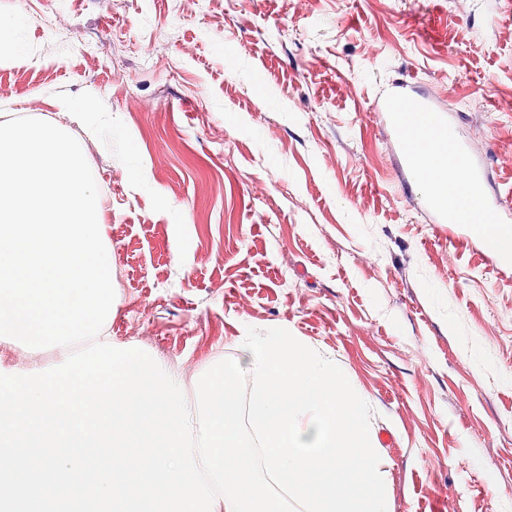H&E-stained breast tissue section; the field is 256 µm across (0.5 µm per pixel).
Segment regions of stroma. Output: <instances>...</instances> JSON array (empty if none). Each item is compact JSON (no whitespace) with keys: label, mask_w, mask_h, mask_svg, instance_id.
<instances>
[{"label":"stroma","mask_w":512,"mask_h":512,"mask_svg":"<svg viewBox=\"0 0 512 512\" xmlns=\"http://www.w3.org/2000/svg\"><path fill=\"white\" fill-rule=\"evenodd\" d=\"M62 7L94 56L38 27ZM1 15L33 60L0 68V118L34 96L58 125L61 101L94 99L102 129L79 143L113 343L201 369L247 328L287 329L335 355L394 439L390 512H512V256L417 210L373 117L384 86H421L512 205V0H0Z\"/></svg>","instance_id":"obj_1"}]
</instances>
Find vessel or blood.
<instances>
[{
	"label": "vessel or blood",
	"instance_id": "b4317fda",
	"mask_svg": "<svg viewBox=\"0 0 512 512\" xmlns=\"http://www.w3.org/2000/svg\"><path fill=\"white\" fill-rule=\"evenodd\" d=\"M374 112L404 147L397 162L404 184L422 187L426 209L440 222L468 224L475 211L489 215L497 227L512 222V211L503 208L489 173L473 162L452 134L443 132L439 151L434 155L415 140L408 128L409 114L422 116L438 128L443 125L427 93L405 84L392 86L378 95Z\"/></svg>",
	"mask_w": 512,
	"mask_h": 512
}]
</instances>
